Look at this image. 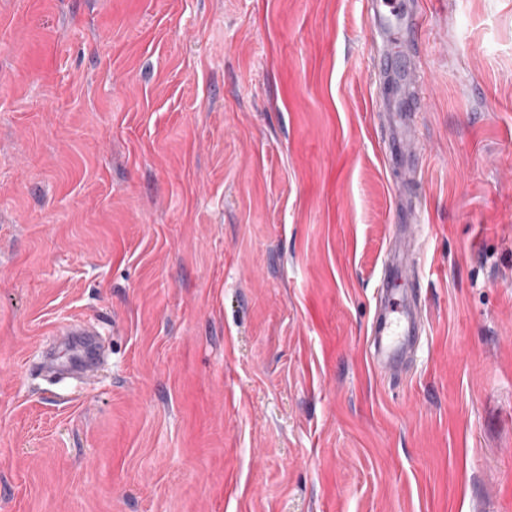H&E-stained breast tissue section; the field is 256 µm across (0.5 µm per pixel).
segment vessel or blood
Instances as JSON below:
<instances>
[{
  "mask_svg": "<svg viewBox=\"0 0 512 512\" xmlns=\"http://www.w3.org/2000/svg\"><path fill=\"white\" fill-rule=\"evenodd\" d=\"M364 9L374 40L382 44L370 57L374 79L387 82L395 78L403 88L399 101L388 103L384 113L385 155L390 165L402 169L403 176L394 189L396 222L389 241L390 261L378 281L369 339L375 370L384 378L399 380L407 374L423 335L414 261L413 225L418 210L412 199V187L419 175L415 161L420 151L414 115L424 107L426 88L413 60H406L403 68H396L389 46L396 43L407 49L418 48L421 30L409 0H364ZM76 343L78 350L70 359L63 362L56 356H48L44 369L92 371L97 352L94 338L83 331Z\"/></svg>",
  "mask_w": 512,
  "mask_h": 512,
  "instance_id": "obj_1",
  "label": "vessel or blood"
}]
</instances>
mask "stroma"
I'll return each mask as SVG.
<instances>
[{"label": "stroma", "instance_id": "obj_1", "mask_svg": "<svg viewBox=\"0 0 512 512\" xmlns=\"http://www.w3.org/2000/svg\"><path fill=\"white\" fill-rule=\"evenodd\" d=\"M411 372L361 0H0V512H512V0H417ZM99 369L56 379L69 328Z\"/></svg>", "mask_w": 512, "mask_h": 512}]
</instances>
